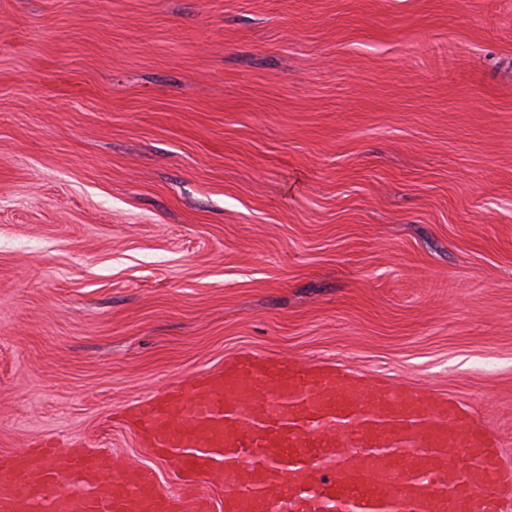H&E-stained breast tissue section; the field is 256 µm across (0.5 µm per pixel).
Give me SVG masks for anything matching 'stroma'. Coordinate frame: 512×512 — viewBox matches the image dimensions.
<instances>
[{
    "label": "stroma",
    "mask_w": 512,
    "mask_h": 512,
    "mask_svg": "<svg viewBox=\"0 0 512 512\" xmlns=\"http://www.w3.org/2000/svg\"><path fill=\"white\" fill-rule=\"evenodd\" d=\"M242 352L512 458V0H0V451Z\"/></svg>",
    "instance_id": "stroma-1"
}]
</instances>
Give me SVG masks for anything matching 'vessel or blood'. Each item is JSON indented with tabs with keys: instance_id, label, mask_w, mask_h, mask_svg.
Returning <instances> with one entry per match:
<instances>
[{
	"instance_id": "1",
	"label": "vessel or blood",
	"mask_w": 512,
	"mask_h": 512,
	"mask_svg": "<svg viewBox=\"0 0 512 512\" xmlns=\"http://www.w3.org/2000/svg\"><path fill=\"white\" fill-rule=\"evenodd\" d=\"M157 471L73 443L0 452V512H506L512 460L469 407L335 363L244 354L132 407Z\"/></svg>"
}]
</instances>
